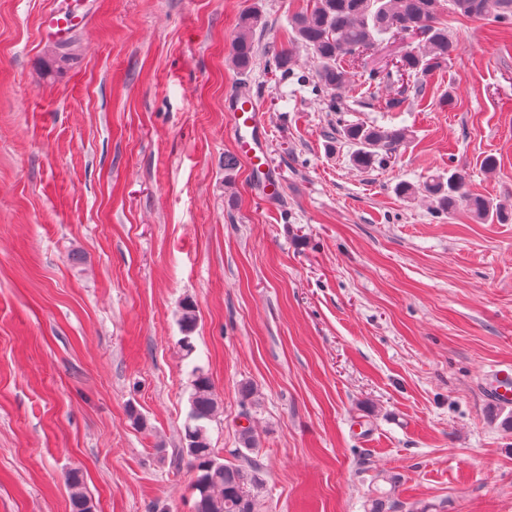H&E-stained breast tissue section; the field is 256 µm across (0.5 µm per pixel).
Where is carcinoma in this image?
Masks as SVG:
<instances>
[{
  "label": "carcinoma",
  "mask_w": 512,
  "mask_h": 512,
  "mask_svg": "<svg viewBox=\"0 0 512 512\" xmlns=\"http://www.w3.org/2000/svg\"><path fill=\"white\" fill-rule=\"evenodd\" d=\"M450 13L465 18L490 17L505 26L512 24V0H310L306 9L292 15L288 43L309 50L317 61L313 90L330 94V111L339 115L336 134L354 147L350 160L361 170L387 166L398 147L412 138L406 126L382 127L364 123H348L342 92L352 82L351 73L342 65L346 59H357L374 49L387 34L404 28H417L424 45L410 48L401 58L404 73L399 78L412 84L415 94L424 92L423 79L429 73L449 64L457 48L456 40L442 21ZM261 24L257 11L243 13L234 39L232 63L239 71L257 64L253 34ZM292 50L280 48L265 57L264 70L290 73ZM403 198L426 197L434 216L465 207L480 221L507 223L512 210L467 188L466 175L454 170L448 175L434 174L419 184L401 182L395 188ZM197 322L195 305L182 306L180 325L184 336L180 348L185 358L194 352L191 333ZM190 410L183 429V459L195 473L192 495L195 512H259V498L264 487L263 468L252 461L246 465L224 462L212 448L207 425L218 415L210 377L195 366L191 370ZM70 490L71 512H93L84 490L82 471L74 469L65 476ZM399 501L393 491L381 492L369 500L368 512H394Z\"/></svg>",
  "instance_id": "cac0c4a2"
}]
</instances>
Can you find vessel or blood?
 I'll return each mask as SVG.
<instances>
[{"instance_id": "b4317fda", "label": "vessel or blood", "mask_w": 512, "mask_h": 512, "mask_svg": "<svg viewBox=\"0 0 512 512\" xmlns=\"http://www.w3.org/2000/svg\"><path fill=\"white\" fill-rule=\"evenodd\" d=\"M80 23L79 16L54 8L44 16L42 27L47 36L63 40ZM229 112L237 154L248 163L250 169L265 175L264 191L270 195L275 194L278 184L268 161L259 106L255 101L239 96L230 102ZM493 401L497 404L512 402L511 366L498 370Z\"/></svg>"}]
</instances>
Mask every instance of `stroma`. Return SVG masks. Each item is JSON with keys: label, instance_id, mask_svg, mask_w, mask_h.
<instances>
[{"label": "stroma", "instance_id": "stroma-1", "mask_svg": "<svg viewBox=\"0 0 512 512\" xmlns=\"http://www.w3.org/2000/svg\"><path fill=\"white\" fill-rule=\"evenodd\" d=\"M48 2L0 0V512H70L73 468L94 512H194L195 364L213 448L257 438L261 512H364L386 474L400 512H512V408L485 390L512 365V223L395 193L454 167L512 206V35L449 16L451 63L393 110L357 81L346 120L414 135L359 171L309 51L285 78L231 63L241 13L278 47L299 0H56L84 24L52 73ZM237 95L261 106L274 200L224 168ZM196 312V307L192 302L186 301L183 304L180 325L185 336L180 339V348L183 352V356L187 359L191 357L195 349L190 334L194 330L197 322Z\"/></svg>", "mask_w": 512, "mask_h": 512}]
</instances>
